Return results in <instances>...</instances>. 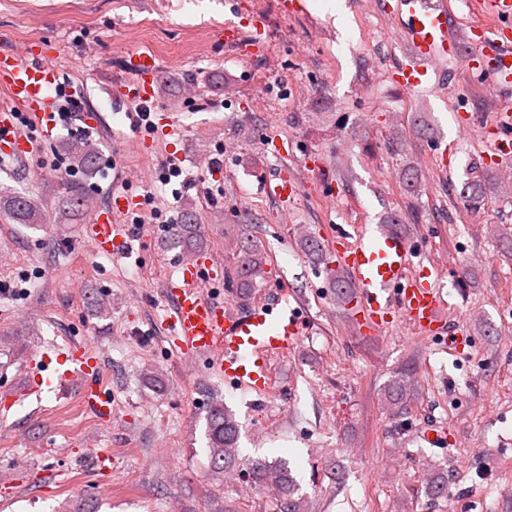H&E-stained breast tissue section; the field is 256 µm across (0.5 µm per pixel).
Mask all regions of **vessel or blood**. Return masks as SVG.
Listing matches in <instances>:
<instances>
[{"instance_id":"b4317fda","label":"vessel or blood","mask_w":512,"mask_h":512,"mask_svg":"<svg viewBox=\"0 0 512 512\" xmlns=\"http://www.w3.org/2000/svg\"><path fill=\"white\" fill-rule=\"evenodd\" d=\"M489 5L496 24L472 26L468 52L461 57L446 8L428 6L425 0H396L393 13L398 30L412 53L399 71L397 83L414 94L431 93L442 78L440 63L460 57L462 66L497 100L500 138L492 151L500 171L505 172L512 170V0H489ZM158 75L155 58L140 56L133 78L111 86L115 107L129 101L151 102ZM60 83L59 70L45 66L33 51L0 53V87L8 91L13 103L12 110L0 114V152L22 158L32 149L31 142L17 130L16 112L26 113L44 133L52 132L57 112L50 91ZM140 209V197L113 192L107 210L98 213L89 226L94 248L126 255L130 231L118 218ZM413 257L409 239L376 224L361 226L340 251L339 264L354 289L352 319L363 334L373 335L398 324L412 327L427 339L445 334L447 301L440 284L441 271L432 263L414 265ZM218 266L214 256L199 253L177 260L165 288L168 306L164 321L181 354L205 362L230 387L266 392L272 358L287 351L302 332V310L292 305L283 291L270 303L225 313L223 302L205 291L206 286L221 285ZM91 353L86 345L69 347L71 367L64 372L56 368L51 356L41 354L37 374L42 385L51 389L78 382L85 408L97 415L108 409L112 395L99 374L89 370Z\"/></svg>"}]
</instances>
